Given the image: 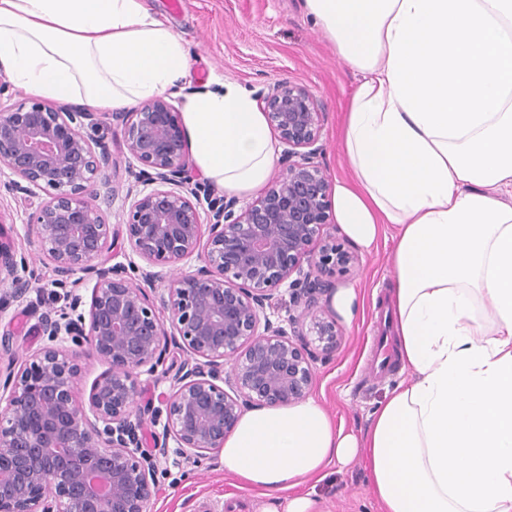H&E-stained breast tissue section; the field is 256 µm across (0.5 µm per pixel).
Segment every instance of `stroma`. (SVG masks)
Segmentation results:
<instances>
[{"label": "stroma", "instance_id": "1", "mask_svg": "<svg viewBox=\"0 0 512 512\" xmlns=\"http://www.w3.org/2000/svg\"><path fill=\"white\" fill-rule=\"evenodd\" d=\"M148 2L184 39L192 55L190 77L180 94L168 97L173 106H180L182 96L200 90L214 75L246 86L257 97L275 81L305 86L321 114L317 162L329 181L347 175L342 121L357 76L308 17L303 0H183L178 13L169 8L168 0ZM82 133L112 154L108 171L112 202L104 206L103 215L107 223L119 226L125 220L129 194L142 188L140 166L127 155L124 130L111 114H99L97 125L84 126ZM12 178L9 169L0 168V241L27 256L28 265L21 275L32 288L24 301L17 302L9 287L0 286V336L10 335L13 341L11 352H0L1 371L11 357L25 356L43 346L39 329L42 312L74 306L87 311L91 295L86 284L72 279L58 282L53 261L27 230L38 202L48 200V192H39L30 200L14 196L8 189ZM389 251L384 244L370 252L357 251L356 264L332 277L333 287L359 288L364 308L353 322L337 320L336 350L325 361L315 363L308 390L333 420L358 433L366 429L376 403L400 379L396 373L380 379L366 376L376 325L382 311L389 308L393 288ZM187 357L185 350L170 346L161 372L139 377L140 408L161 407ZM143 431V448L160 474L150 512H253L257 490L225 473L220 452L199 460L183 458L171 450L163 454L159 451L161 424L145 420ZM305 489L317 500L320 512H378L360 460L344 467L331 466L325 478L309 481Z\"/></svg>", "mask_w": 512, "mask_h": 512}]
</instances>
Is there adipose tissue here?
I'll return each mask as SVG.
<instances>
[{"mask_svg": "<svg viewBox=\"0 0 512 512\" xmlns=\"http://www.w3.org/2000/svg\"><path fill=\"white\" fill-rule=\"evenodd\" d=\"M359 74L350 180L332 206L370 249L392 229L404 377L364 433L313 398L253 408L221 448L255 512H318L304 485L363 459L380 512H512V0H305ZM191 59L145 0H0V72L28 94L113 112L177 87ZM195 169L264 188L277 149L252 92L221 77L185 96Z\"/></svg>", "mask_w": 512, "mask_h": 512, "instance_id": "obj_1", "label": "adipose tissue"}]
</instances>
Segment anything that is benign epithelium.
Returning <instances> with one entry per match:
<instances>
[{"mask_svg":"<svg viewBox=\"0 0 512 512\" xmlns=\"http://www.w3.org/2000/svg\"><path fill=\"white\" fill-rule=\"evenodd\" d=\"M263 102L285 145L284 174L238 211L233 200L207 198V224L198 192L186 189V137L172 104L157 96L112 113L145 182L129 205L125 240L153 268L200 262L157 298L146 286L160 272L146 271L138 283L124 263L104 259L120 234L95 204L110 202V191L98 187H108L112 166V155L81 133L95 124V113L41 101L0 112V164L17 176L11 190L29 198L53 190L28 229L59 280L81 272L92 283L88 312L42 313L47 343L9 362L0 383L7 394L0 407V512H148L157 481L142 451L137 380L163 365L167 324L190 353L164 400V439L185 458L221 448L248 409L301 400L313 364L336 350L334 321L315 315L307 328L303 321L330 277L353 262L327 229L330 185L313 162L319 112L305 87L283 81L267 86ZM25 265L0 241V283L16 301L30 290L18 275ZM283 287L286 326L275 317ZM309 335L318 341L313 348L304 342ZM89 359L107 369L84 401L76 386Z\"/></svg>","mask_w":512,"mask_h":512,"instance_id":"7a95c632","label":"benign epithelium"}]
</instances>
